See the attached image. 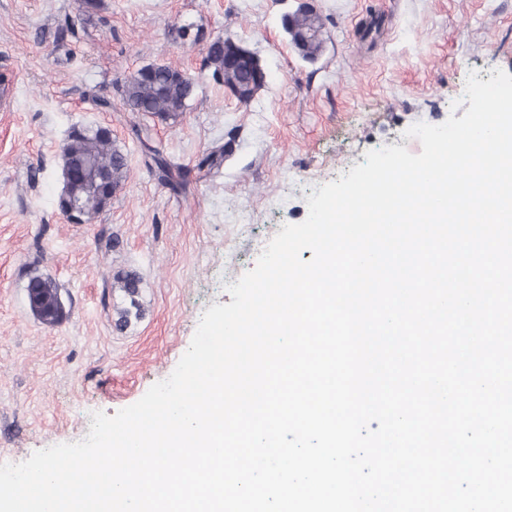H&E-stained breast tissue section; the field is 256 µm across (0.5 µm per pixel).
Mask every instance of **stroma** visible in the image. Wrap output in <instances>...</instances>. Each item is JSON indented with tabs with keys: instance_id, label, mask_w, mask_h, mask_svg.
<instances>
[{
	"instance_id": "35a3bbf8",
	"label": "stroma",
	"mask_w": 512,
	"mask_h": 512,
	"mask_svg": "<svg viewBox=\"0 0 512 512\" xmlns=\"http://www.w3.org/2000/svg\"><path fill=\"white\" fill-rule=\"evenodd\" d=\"M313 3L325 52L308 63L282 28L296 0H97L93 9L0 0V69L13 71L0 105V464L81 441L92 413L136 403L172 373L203 312L231 303L225 279L253 269L283 225L306 219L315 188L370 150L420 153L406 130L445 122L469 72L512 74V0ZM67 15L77 38L57 34ZM212 37L244 42L267 68L252 101L203 68ZM154 63L196 82L176 122L123 107L119 80ZM94 94L111 108H96ZM135 122L184 169L182 191L148 168ZM76 125L110 128L128 161L110 205L81 224L57 206L61 147ZM218 146L223 164L198 168ZM127 272L141 279L133 300L115 281ZM36 275L60 288L57 324L29 308ZM134 301L140 317L116 329Z\"/></svg>"
}]
</instances>
